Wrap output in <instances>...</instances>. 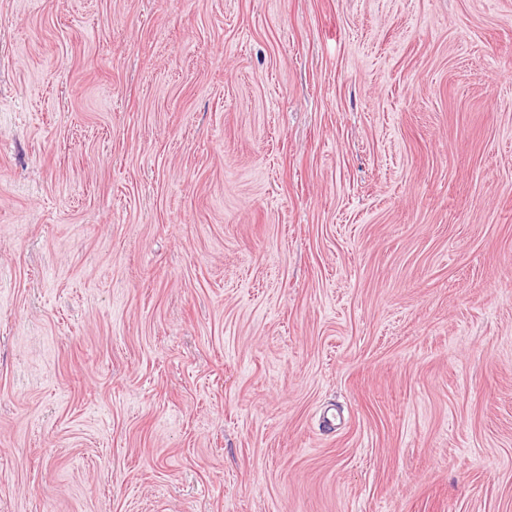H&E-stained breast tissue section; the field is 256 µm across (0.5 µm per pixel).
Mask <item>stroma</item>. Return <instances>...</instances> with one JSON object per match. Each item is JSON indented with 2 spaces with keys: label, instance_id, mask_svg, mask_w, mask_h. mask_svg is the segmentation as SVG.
I'll return each mask as SVG.
<instances>
[{
  "label": "stroma",
  "instance_id": "35a3bbf8",
  "mask_svg": "<svg viewBox=\"0 0 512 512\" xmlns=\"http://www.w3.org/2000/svg\"><path fill=\"white\" fill-rule=\"evenodd\" d=\"M0 512H512V0H0Z\"/></svg>",
  "mask_w": 512,
  "mask_h": 512
}]
</instances>
